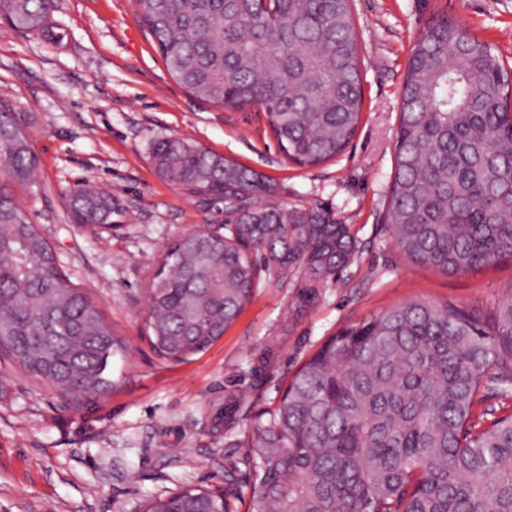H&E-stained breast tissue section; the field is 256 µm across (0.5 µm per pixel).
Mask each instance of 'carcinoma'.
Instances as JSON below:
<instances>
[{"mask_svg": "<svg viewBox=\"0 0 512 512\" xmlns=\"http://www.w3.org/2000/svg\"><path fill=\"white\" fill-rule=\"evenodd\" d=\"M168 71L191 95L264 114L279 150L316 167L359 126L361 49L352 0H132ZM52 0H0V25L49 33ZM385 223L412 262L466 273L512 258V67L464 23L433 15L407 61ZM157 173L224 225L168 248L148 295L154 352L183 362L224 335L262 274L291 279L313 307L354 260L328 209L277 205L261 174L177 137ZM0 168L30 184L31 138L0 99ZM77 224L105 231L116 195L73 189ZM0 351L87 406L112 385L124 346L0 182ZM512 402V298L489 315L411 301L330 337L252 422L247 512H512V414L475 413L485 385ZM144 512H229L222 489L182 486Z\"/></svg>", "mask_w": 512, "mask_h": 512, "instance_id": "obj_1", "label": "carcinoma"}]
</instances>
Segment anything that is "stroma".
Instances as JSON below:
<instances>
[{
  "mask_svg": "<svg viewBox=\"0 0 512 512\" xmlns=\"http://www.w3.org/2000/svg\"><path fill=\"white\" fill-rule=\"evenodd\" d=\"M436 12L512 63V0H354L361 124L342 155L315 168L288 162L255 108L193 98L131 0H54L51 39L0 31V98L25 119L39 164L17 200L128 346L112 362L111 388L84 407L0 354V512H142L148 498L191 485L223 489L231 512H245L254 461L243 435L328 337L405 302L484 312L512 296V259L443 274L397 251L383 221L409 51ZM170 136L263 175L278 204L332 209L358 243L304 314L288 281L264 280L223 336L181 363L161 359L145 336L148 288L175 241L224 214L156 173L151 145ZM82 185L118 195L117 227L73 223L67 195Z\"/></svg>",
  "mask_w": 512,
  "mask_h": 512,
  "instance_id": "stroma-1",
  "label": "stroma"
}]
</instances>
